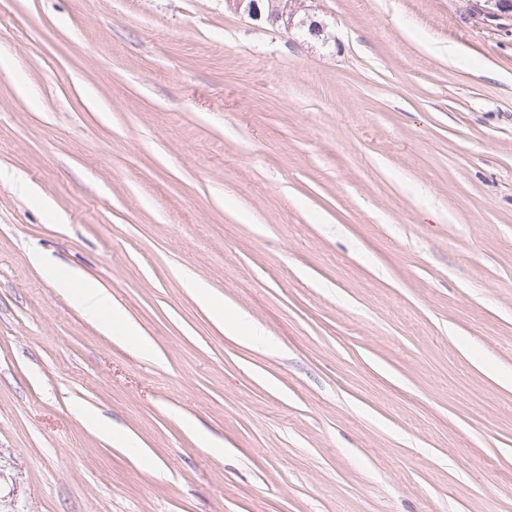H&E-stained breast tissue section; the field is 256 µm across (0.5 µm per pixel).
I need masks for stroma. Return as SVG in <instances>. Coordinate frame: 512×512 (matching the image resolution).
Instances as JSON below:
<instances>
[{"instance_id":"35a3bbf8","label":"stroma","mask_w":512,"mask_h":512,"mask_svg":"<svg viewBox=\"0 0 512 512\" xmlns=\"http://www.w3.org/2000/svg\"><path fill=\"white\" fill-rule=\"evenodd\" d=\"M312 18L321 36L231 0H0L17 512H512V31L459 0ZM39 266L42 267L48 276L57 284L64 288H73V283L80 281V286L73 291V300L83 312L84 315L90 319L101 321L106 331L112 334V324L102 321L105 313H110L112 321L120 317V313L110 302L109 296L103 288H100L95 283L88 280H81L79 274L71 272L67 274L60 273L53 266L44 264L40 261ZM185 283L187 288L194 290L199 299L209 308L215 321L224 326V304L217 302L216 297L211 291L201 285L196 279L187 278Z\"/></svg>"}]
</instances>
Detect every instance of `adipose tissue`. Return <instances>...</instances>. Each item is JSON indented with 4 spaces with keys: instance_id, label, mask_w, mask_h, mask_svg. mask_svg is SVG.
<instances>
[{
    "instance_id": "ef3b65f1",
    "label": "adipose tissue",
    "mask_w": 512,
    "mask_h": 512,
    "mask_svg": "<svg viewBox=\"0 0 512 512\" xmlns=\"http://www.w3.org/2000/svg\"><path fill=\"white\" fill-rule=\"evenodd\" d=\"M47 273L57 284L72 289L73 299L84 315L93 320H101L104 314L120 319L119 331L122 338L137 343L143 352H150L149 343L142 338L138 326L130 320L121 319L119 311L113 309L109 296L95 283L81 279L79 274L60 273L55 267H48Z\"/></svg>"
}]
</instances>
